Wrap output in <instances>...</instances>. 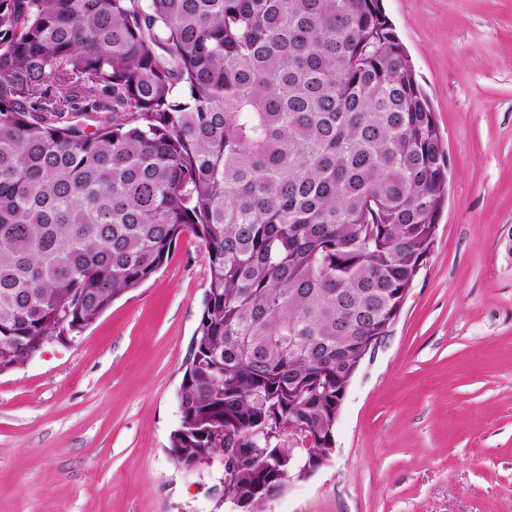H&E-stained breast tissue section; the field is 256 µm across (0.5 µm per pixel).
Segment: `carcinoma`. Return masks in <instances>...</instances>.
Returning a JSON list of instances; mask_svg holds the SVG:
<instances>
[{
  "label": "carcinoma",
  "mask_w": 512,
  "mask_h": 512,
  "mask_svg": "<svg viewBox=\"0 0 512 512\" xmlns=\"http://www.w3.org/2000/svg\"><path fill=\"white\" fill-rule=\"evenodd\" d=\"M107 112L89 132L77 114ZM448 158L380 0H0V372L189 228L208 289L169 455L262 512L335 447L434 243Z\"/></svg>",
  "instance_id": "cac0c4a2"
}]
</instances>
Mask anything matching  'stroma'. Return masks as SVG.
<instances>
[{"mask_svg":"<svg viewBox=\"0 0 512 512\" xmlns=\"http://www.w3.org/2000/svg\"><path fill=\"white\" fill-rule=\"evenodd\" d=\"M449 157L430 256L342 402L330 461L263 512H512V0H383ZM208 288L162 268L0 373V512H231L168 455Z\"/></svg>","mask_w":512,"mask_h":512,"instance_id":"obj_1","label":"stroma"}]
</instances>
